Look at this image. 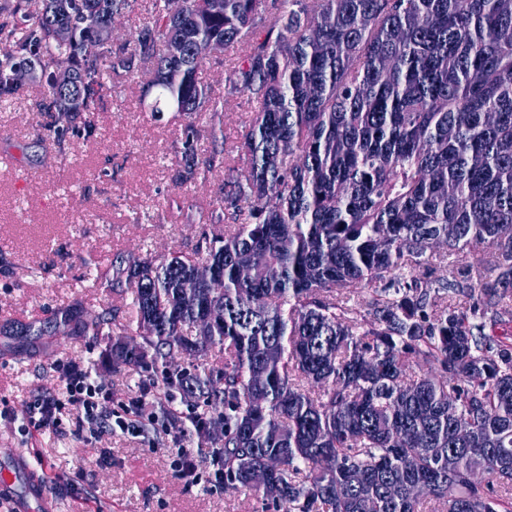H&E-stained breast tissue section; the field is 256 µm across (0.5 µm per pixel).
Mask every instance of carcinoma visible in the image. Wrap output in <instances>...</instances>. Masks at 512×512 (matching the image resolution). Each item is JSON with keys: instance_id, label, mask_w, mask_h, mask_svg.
I'll use <instances>...</instances> for the list:
<instances>
[{"instance_id": "carcinoma-1", "label": "carcinoma", "mask_w": 512, "mask_h": 512, "mask_svg": "<svg viewBox=\"0 0 512 512\" xmlns=\"http://www.w3.org/2000/svg\"><path fill=\"white\" fill-rule=\"evenodd\" d=\"M136 6L0 0V103L28 92L14 67L40 69L59 140L106 81L139 71L152 118L216 112L199 68L251 45L224 72V99L257 105L237 155L201 156V129L181 128L182 177L222 173V230L202 254L119 262L136 329L112 363L159 360L155 380L189 381L224 486L286 512H423L416 482L433 512H512V0H150L130 42L85 54ZM473 243L495 256L482 303H457L472 289L455 279L406 280ZM377 282L364 310L349 304ZM59 323L98 336L112 315ZM214 349L215 374L174 362ZM412 365L440 377L408 380Z\"/></svg>"}]
</instances>
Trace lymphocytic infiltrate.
Returning <instances> with one entry per match:
<instances>
[{
	"label": "lymphocytic infiltrate",
	"mask_w": 512,
	"mask_h": 512,
	"mask_svg": "<svg viewBox=\"0 0 512 512\" xmlns=\"http://www.w3.org/2000/svg\"><path fill=\"white\" fill-rule=\"evenodd\" d=\"M55 371L57 392L35 398L28 405L31 426L37 429L48 425L57 427L63 416L69 415L75 421L76 435L87 434L94 438L108 431L135 436L149 426L171 442L172 467L182 476H194V451L184 445L181 424L170 411L159 414L147 410L145 396L139 395L132 398L130 411L115 412L111 392L95 383L83 366L59 363Z\"/></svg>",
	"instance_id": "1"
}]
</instances>
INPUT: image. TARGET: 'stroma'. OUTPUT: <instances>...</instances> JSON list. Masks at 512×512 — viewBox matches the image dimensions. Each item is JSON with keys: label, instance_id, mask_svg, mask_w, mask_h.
<instances>
[{"label": "stroma", "instance_id": "obj_1", "mask_svg": "<svg viewBox=\"0 0 512 512\" xmlns=\"http://www.w3.org/2000/svg\"><path fill=\"white\" fill-rule=\"evenodd\" d=\"M199 79L223 109L195 116L205 132L198 151L231 149L255 105L243 94L225 99L222 63L206 61ZM143 87L138 75L108 87L94 111L75 116L74 126L95 128L85 140L46 137L54 118L40 107L38 85L21 100L0 103V326L19 322L37 330L24 338L0 335V448L24 449L42 465L59 512H280L253 492L215 484L211 445L190 424L192 479L172 471L159 438L106 433L86 441L68 428L20 430L33 396L57 391V362L88 368L116 406L147 385L154 366H114L112 337L54 334L49 326L77 305L86 316L110 311L118 324H129V290L106 286L116 255H188L214 231L207 217L221 179H182L184 120L156 121L141 111ZM488 254L485 245L473 244L406 276L425 281L449 273L476 289ZM80 467L86 475L78 480Z\"/></svg>", "mask_w": 512, "mask_h": 512}]
</instances>
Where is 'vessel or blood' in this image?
<instances>
[{
	"instance_id": "obj_1",
	"label": "vessel or blood",
	"mask_w": 512,
	"mask_h": 512,
	"mask_svg": "<svg viewBox=\"0 0 512 512\" xmlns=\"http://www.w3.org/2000/svg\"><path fill=\"white\" fill-rule=\"evenodd\" d=\"M0 502L8 512H57L43 475L19 448H0Z\"/></svg>"
}]
</instances>
